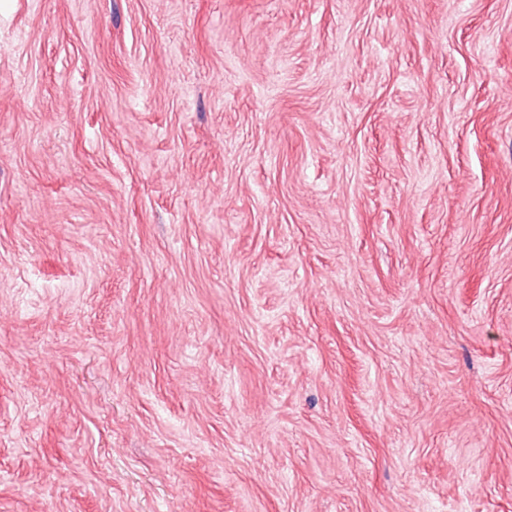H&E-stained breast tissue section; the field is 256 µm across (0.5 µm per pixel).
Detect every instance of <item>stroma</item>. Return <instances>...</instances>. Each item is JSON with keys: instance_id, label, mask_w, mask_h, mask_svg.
<instances>
[{"instance_id": "1", "label": "stroma", "mask_w": 512, "mask_h": 512, "mask_svg": "<svg viewBox=\"0 0 512 512\" xmlns=\"http://www.w3.org/2000/svg\"><path fill=\"white\" fill-rule=\"evenodd\" d=\"M0 512H512V0H0Z\"/></svg>"}]
</instances>
